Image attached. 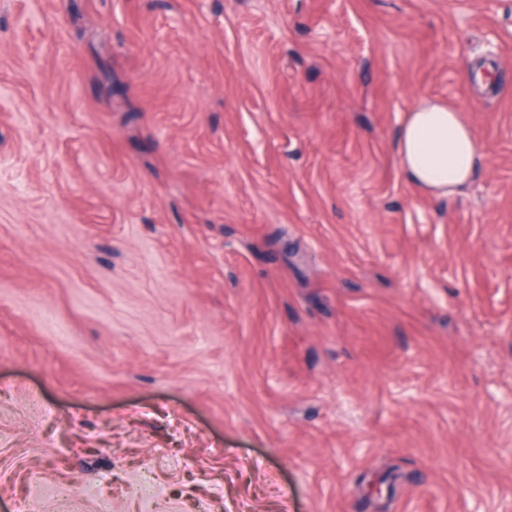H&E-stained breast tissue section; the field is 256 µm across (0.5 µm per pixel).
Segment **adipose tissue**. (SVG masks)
Segmentation results:
<instances>
[{
  "instance_id": "obj_1",
  "label": "adipose tissue",
  "mask_w": 512,
  "mask_h": 512,
  "mask_svg": "<svg viewBox=\"0 0 512 512\" xmlns=\"http://www.w3.org/2000/svg\"><path fill=\"white\" fill-rule=\"evenodd\" d=\"M398 156L411 185L449 196L470 180L478 144L460 109L429 98L422 100L402 125Z\"/></svg>"
}]
</instances>
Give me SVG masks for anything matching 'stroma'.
Listing matches in <instances>:
<instances>
[{"instance_id": "stroma-1", "label": "stroma", "mask_w": 512, "mask_h": 512, "mask_svg": "<svg viewBox=\"0 0 512 512\" xmlns=\"http://www.w3.org/2000/svg\"><path fill=\"white\" fill-rule=\"evenodd\" d=\"M62 506L512 512V0H0V512ZM406 180L438 196H450L471 178L478 144L462 111L437 99L422 100L398 135Z\"/></svg>"}]
</instances>
